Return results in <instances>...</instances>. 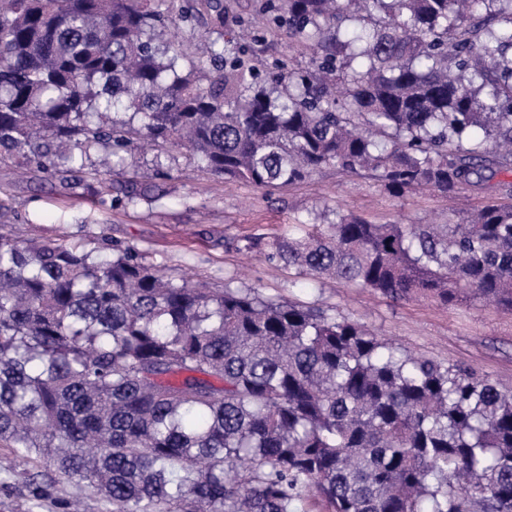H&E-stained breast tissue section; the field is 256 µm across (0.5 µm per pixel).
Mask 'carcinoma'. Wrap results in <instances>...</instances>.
<instances>
[{"label":"carcinoma","instance_id":"cac0c4a2","mask_svg":"<svg viewBox=\"0 0 512 512\" xmlns=\"http://www.w3.org/2000/svg\"><path fill=\"white\" fill-rule=\"evenodd\" d=\"M310 55L161 52L186 2L0 0V156L68 171L130 137L259 189L334 165L448 196L512 165V0H263ZM270 261L512 311V206L460 224L350 216ZM0 447L112 512H512V390L256 288L169 278L133 246L0 235Z\"/></svg>","mask_w":512,"mask_h":512}]
</instances>
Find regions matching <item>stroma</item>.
Masks as SVG:
<instances>
[{
  "mask_svg": "<svg viewBox=\"0 0 512 512\" xmlns=\"http://www.w3.org/2000/svg\"><path fill=\"white\" fill-rule=\"evenodd\" d=\"M215 13L196 0L191 21L163 29L159 48L181 45L206 58ZM249 53L257 71L274 60L307 65L285 30L267 28ZM107 148L90 154L82 173L49 176L27 169L22 158H0V233L23 225L27 236L99 243L101 236L143 251L148 262L175 279L207 288H258L263 296L298 301L349 318L406 350L488 376L512 389V312L465 301L444 307L428 299L395 303L352 284L318 282L294 267L238 252L245 240L273 242L296 235L302 224H332L354 215L375 224H454L488 200L512 205V172L474 179L451 198L426 189L401 196L388 192L373 172L355 174L333 166L291 185L261 190L211 175L183 149L160 152L134 142L128 166L113 176L117 192L132 201L114 203L103 192L100 171ZM39 463L0 471V512H60L79 502L81 512H110L85 483L56 481L51 497L33 499L30 479Z\"/></svg>",
  "mask_w": 512,
  "mask_h": 512,
  "instance_id": "obj_1",
  "label": "stroma"
}]
</instances>
